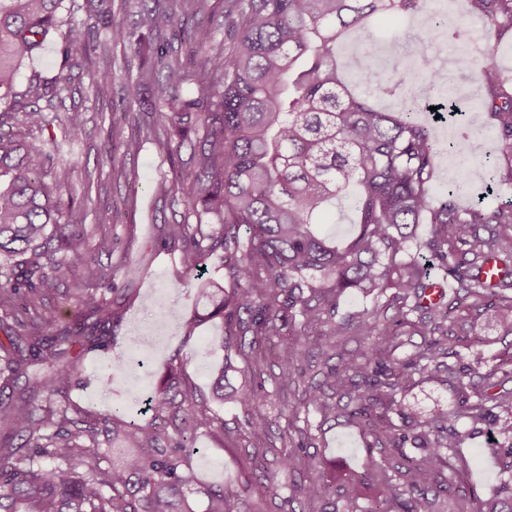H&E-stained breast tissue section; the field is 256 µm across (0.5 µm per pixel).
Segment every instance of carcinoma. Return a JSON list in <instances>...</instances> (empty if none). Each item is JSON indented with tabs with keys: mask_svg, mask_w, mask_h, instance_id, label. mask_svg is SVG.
<instances>
[{
	"mask_svg": "<svg viewBox=\"0 0 512 512\" xmlns=\"http://www.w3.org/2000/svg\"><path fill=\"white\" fill-rule=\"evenodd\" d=\"M140 11L138 26L112 27V0H85L83 17L61 15L63 0H0V120L10 115L16 77L56 37L61 56L51 83L35 97L53 100L66 89L67 67L75 53L88 57L113 41L124 45L123 68L129 100L157 88L168 111L144 109L137 127L171 153L190 147L188 199L194 224H169L163 245L180 248L185 284L195 289V314L185 327L224 320L231 354L250 358L274 354L282 385L293 381L308 356L304 338L317 333L326 355L323 380L305 390L306 403L325 420L342 409L348 423L372 438L368 447L391 450L384 461L369 457L377 489L367 505L359 485L324 490L331 512H434L436 499L451 492L446 451L466 435L448 427L439 412L422 423L398 428L403 415L397 398L410 369L425 378L447 373L457 380L458 413L472 428L488 425L512 442V391H496V370L483 384L468 380L448 357V319L467 304L492 307L506 335H512V202L493 210L460 209L433 201L437 148L430 127L416 112L381 110L369 94L350 92L339 75L337 46L349 31L376 16L409 13L426 0H224V50L205 55L194 73L182 62V46L197 53L217 31L209 23L179 29L188 3L154 0ZM483 18L487 34L512 31V0H468ZM457 69L473 76L486 95L477 106L493 120L497 144L492 180H512V92L493 63L475 64L460 53ZM195 89L184 92V86ZM407 67L395 63L379 77L378 90L412 94ZM53 120L34 104L20 125L43 131ZM55 139L18 132L0 138V311L13 320L0 338V360L10 380L33 376L49 405L0 401V512H237L240 494L224 486H201L189 470L198 454V431L209 425L210 408L180 389L170 369L159 390L146 400L155 423L138 425L110 414L99 422L70 403L56 400L79 375L84 355L112 340L116 303L96 287L111 284L112 271L87 259L85 225L61 222L62 196L72 170L55 160ZM350 201L354 230L340 246L317 229L326 208ZM428 221L427 253L411 252L417 225ZM224 250L228 285L203 279L210 253ZM80 262L82 287L68 295L78 315L71 324L46 312L44 296L67 276L68 260ZM450 281L449 301L424 302L430 286ZM394 291L396 324L363 312L336 321L341 298L351 292L379 298ZM355 325L363 341L361 359L329 364L341 329ZM428 337L405 365L391 357L398 327ZM252 336L245 342L246 336ZM282 340L269 346L270 337ZM346 397L344 407L329 401ZM244 409L248 445L270 442L266 422L249 415L255 396L233 397ZM172 427L168 439L162 426ZM22 443L13 444L14 438ZM112 456H90L102 442ZM425 450L415 459L406 445ZM496 489L477 506L458 512H512V464L501 471ZM316 494L313 487L288 485L291 504Z\"/></svg>",
	"mask_w": 512,
	"mask_h": 512,
	"instance_id": "obj_1",
	"label": "carcinoma"
}]
</instances>
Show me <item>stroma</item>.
I'll use <instances>...</instances> for the list:
<instances>
[{"mask_svg": "<svg viewBox=\"0 0 512 512\" xmlns=\"http://www.w3.org/2000/svg\"><path fill=\"white\" fill-rule=\"evenodd\" d=\"M465 0H428L425 9L410 14L385 15L373 20L362 31L350 33L338 50L339 68L354 93L370 92L379 72L395 58H408L419 35L433 30L424 56L414 66L411 89L422 104L453 102L459 116L436 123L435 137L439 176L435 196L454 193L462 202L475 198V182L486 169L476 158L461 159L447 152L450 141L471 134L482 136L483 152L493 155L495 142L485 136L487 113L474 103L484 92L466 73L457 70L455 57L469 53L477 61H491L507 87L512 88V33L486 37L481 17L466 12ZM464 19L463 33H456L457 19ZM123 47L108 44L105 52L85 60L75 57L70 90L56 102L59 116L80 112L83 125L73 143L71 163L72 213L93 237L111 239V251L95 254L94 259L112 270V287L125 301L112 323L115 337L111 346L85 356L81 372L67 388L68 398L89 410L94 418L120 411L136 423L147 424L151 413L144 402L157 388L170 367H178L183 388L198 400L208 402L213 416L211 426L196 436L197 455L191 467L198 482L240 485L250 480L256 464L253 449L246 445L244 418L239 407L212 399V382L217 369H224V323L216 319L201 325L192 336H185L183 322L194 306V294L184 284L178 248L160 244L164 225L190 221L185 192L175 199H164L153 191L161 178L173 177L175 169L185 168L189 148L176 158H167L158 145L144 141L137 153L127 152L123 136L135 130L138 105L130 103L127 79L122 68ZM61 62L53 43H46L35 60L26 66L17 81L16 112H24L32 100L33 87L52 81ZM111 70L112 82L97 90L95 73ZM446 71L448 85L434 86L428 76ZM120 120L122 137L110 138L112 120ZM488 311L470 310L463 336H449L451 366H475L480 372L496 369L497 380L512 390V336H505L487 324ZM225 369V390L254 393L255 417L270 426L272 450L280 455L295 454L297 467L291 474L275 473L266 488L248 498L249 512H280L288 495V485L298 482L323 487L329 479L359 482L363 495L376 491V479L367 471L368 439L344 417L325 421L315 410L304 407L303 391L315 375L309 364L299 365L296 381L280 387L279 369L271 356L259 359L255 368L241 370L240 359ZM403 398L416 413L426 414L433 404L449 410L448 424L465 432L462 447L453 449L448 479L460 494L470 500L484 497L501 480V466L487 450L488 432L472 430L467 419L456 417L453 383H438L419 374L408 376Z\"/></svg>", "mask_w": 512, "mask_h": 512, "instance_id": "1", "label": "stroma"}]
</instances>
